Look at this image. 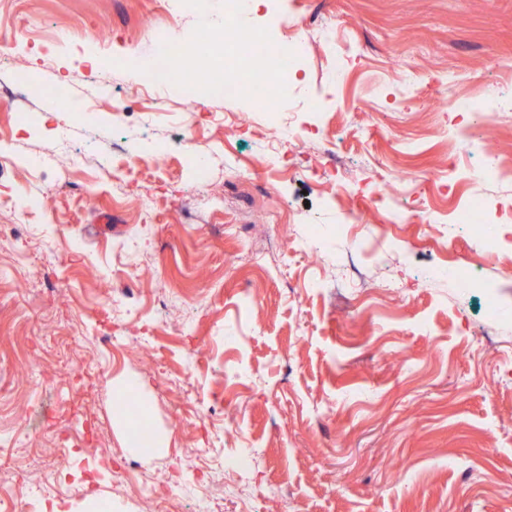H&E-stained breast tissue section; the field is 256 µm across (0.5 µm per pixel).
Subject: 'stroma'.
<instances>
[{
    "mask_svg": "<svg viewBox=\"0 0 512 512\" xmlns=\"http://www.w3.org/2000/svg\"><path fill=\"white\" fill-rule=\"evenodd\" d=\"M223 10L0 0V488L23 480L46 512L92 495L109 512H239L253 493L261 512H512V274L488 258L468 293L418 279L478 251L448 195L512 205V185L466 178L488 154L512 164V0H268L248 20L281 40L318 11L284 112L302 124L322 100L338 197L316 140L266 169L272 126L245 101L142 91L156 31L181 43ZM473 91L493 122L451 106ZM400 161L406 194L374 200L367 183ZM32 195L45 208L21 215ZM346 211L366 218L358 242L312 265L299 235ZM353 265L369 300L309 285ZM125 376L163 448L127 447ZM190 448L206 451L194 471ZM231 448L252 462L226 487Z\"/></svg>",
    "mask_w": 512,
    "mask_h": 512,
    "instance_id": "obj_1",
    "label": "stroma"
}]
</instances>
